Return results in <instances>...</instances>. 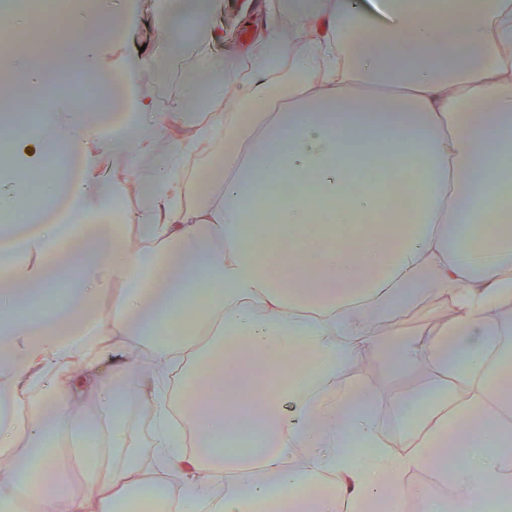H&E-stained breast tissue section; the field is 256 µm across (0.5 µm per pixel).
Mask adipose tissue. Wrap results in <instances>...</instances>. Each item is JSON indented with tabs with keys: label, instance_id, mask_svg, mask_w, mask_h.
<instances>
[{
	"label": "adipose tissue",
	"instance_id": "1",
	"mask_svg": "<svg viewBox=\"0 0 512 512\" xmlns=\"http://www.w3.org/2000/svg\"><path fill=\"white\" fill-rule=\"evenodd\" d=\"M367 10L366 0H252L249 37L235 40L224 36V0L70 5L66 27L93 21L123 40L153 17L163 35L114 63L113 115L91 123L69 106L8 146L31 173L67 151L78 174L49 192L66 194L67 227L40 223L25 185L0 178V210L25 219L0 236V314L14 316L0 339V457L10 462L0 512H17L22 497L36 512H127L143 490L176 512H368L379 499L392 512H474L512 489V9L385 0L378 36ZM240 69L244 84L222 81ZM146 70L178 92L128 100ZM214 98L223 109L186 121ZM385 129L388 173L417 185L407 213L389 207L380 180L351 188L365 135ZM105 152L150 172L133 210L101 166ZM187 153L212 160L191 182L178 167ZM126 223L142 248L125 247ZM72 277L74 297L52 301ZM428 301L435 311L417 331L394 326ZM299 352L306 392L278 384ZM365 355L407 384L401 453L376 427L368 380L338 377ZM178 378L194 390L189 451L172 428ZM84 408L61 468L53 439ZM144 408L149 469L127 437ZM239 435L261 459L218 448ZM452 452L468 467L449 468ZM326 474L334 488L313 494ZM447 483L451 503L436 491Z\"/></svg>",
	"mask_w": 512,
	"mask_h": 512
}]
</instances>
